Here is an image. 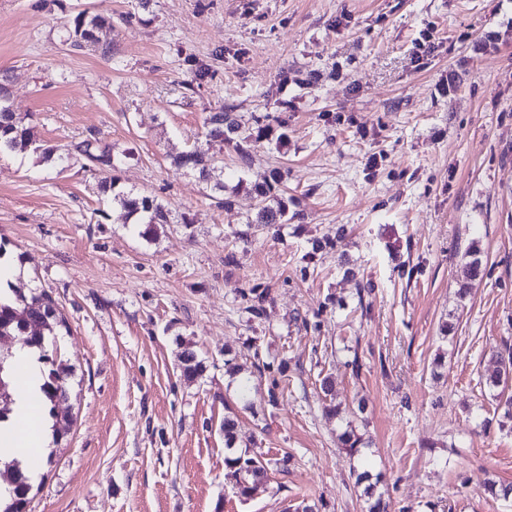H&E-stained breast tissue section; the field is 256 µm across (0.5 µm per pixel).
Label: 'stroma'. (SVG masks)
I'll use <instances>...</instances> for the list:
<instances>
[{
	"label": "stroma",
	"mask_w": 512,
	"mask_h": 512,
	"mask_svg": "<svg viewBox=\"0 0 512 512\" xmlns=\"http://www.w3.org/2000/svg\"><path fill=\"white\" fill-rule=\"evenodd\" d=\"M85 8L111 17V58L65 44ZM0 81L60 156L0 154V255L70 328L32 512H365L362 467L387 512H512L482 490L512 483V386L486 383L512 346V0H0ZM228 106L288 124L224 151L227 207L172 158ZM90 137L117 191L167 210L152 238L75 151ZM276 169L292 218L265 231L252 188ZM229 409L237 451L271 464L248 499Z\"/></svg>",
	"instance_id": "obj_1"
}]
</instances>
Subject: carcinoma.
Segmentation results:
<instances>
[{
	"instance_id": "1",
	"label": "carcinoma",
	"mask_w": 512,
	"mask_h": 512,
	"mask_svg": "<svg viewBox=\"0 0 512 512\" xmlns=\"http://www.w3.org/2000/svg\"><path fill=\"white\" fill-rule=\"evenodd\" d=\"M112 26V20L102 14L88 10L80 11L69 20L67 40L74 48L84 44L100 43L96 49L100 55L112 57V42H99L98 33L105 27ZM270 125L247 127L242 115L228 107L209 115L205 121V145L182 152L174 157V163L198 174V178L209 185L215 193L224 192L222 167L219 155L212 148H229L241 159L250 156L251 145L272 136ZM33 147L44 161L54 159L56 148L38 138L34 127L21 125L14 112L4 103H0V152L16 148ZM75 149L92 163L98 172L104 175L103 192L112 190L115 179L112 171L117 168L119 159L111 150L101 148L95 139H85L76 144ZM281 180L280 172L273 173V180L254 186V193L259 199V210L254 223L271 228L288 223V204L275 193V185ZM113 200L120 203L127 215L136 216L146 224L142 235L157 231L160 225L170 223L164 207L148 196H132L117 193ZM470 261L467 263V278L474 281L481 273L480 249L473 244L468 250ZM67 328L65 319L58 313L51 296L46 291H33L26 296L15 292L9 298L0 294V421L8 418L12 403L11 388L13 380L7 373V362L12 357L11 348L16 339L24 341L28 347H36L41 352L40 360L50 364L46 380L42 386L45 407L49 414L58 418L57 407L67 400L68 392L65 379L70 374L63 360L53 359L45 354V348L55 343L61 329ZM496 361L501 368L494 371L488 383L492 387L500 385L507 379L505 367L512 364V355L504 357L496 354ZM180 371L186 379H194L204 371L203 362L198 360L194 350L187 347L180 354ZM226 468L233 471L237 478V494L249 498L255 494L267 476L270 462L251 457L245 452L224 458ZM8 475L7 482L12 485V497L6 505L0 504V512H30L31 491L33 483L25 474L19 463L14 462L3 470ZM381 474L373 475L363 471L357 476V483L364 485L363 493L367 497V512H385L381 497L375 495V488L380 482Z\"/></svg>"
}]
</instances>
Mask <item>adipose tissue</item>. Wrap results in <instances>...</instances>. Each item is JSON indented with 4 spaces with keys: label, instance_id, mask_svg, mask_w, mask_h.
I'll list each match as a JSON object with an SVG mask.
<instances>
[{
    "label": "adipose tissue",
    "instance_id": "1",
    "mask_svg": "<svg viewBox=\"0 0 512 512\" xmlns=\"http://www.w3.org/2000/svg\"><path fill=\"white\" fill-rule=\"evenodd\" d=\"M13 370L21 376L9 421L0 423V454L17 459L31 479H38L41 457L49 445L48 429L40 406L45 367L37 349L17 347Z\"/></svg>",
    "mask_w": 512,
    "mask_h": 512
}]
</instances>
